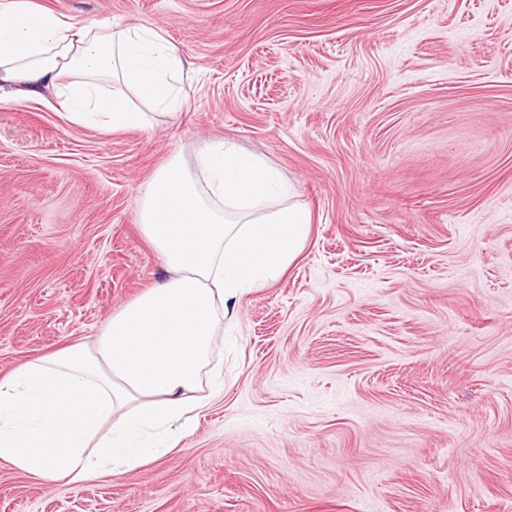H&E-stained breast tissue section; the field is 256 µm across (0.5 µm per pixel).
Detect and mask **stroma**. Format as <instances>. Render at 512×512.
Returning a JSON list of instances; mask_svg holds the SVG:
<instances>
[{"instance_id": "35a3bbf8", "label": "stroma", "mask_w": 512, "mask_h": 512, "mask_svg": "<svg viewBox=\"0 0 512 512\" xmlns=\"http://www.w3.org/2000/svg\"><path fill=\"white\" fill-rule=\"evenodd\" d=\"M151 25L194 80L153 127L0 100V376L164 272L138 187L232 141L312 216L224 337V392L177 451L39 481L0 512H512V0H35Z\"/></svg>"}]
</instances>
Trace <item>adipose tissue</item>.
Wrapping results in <instances>:
<instances>
[{
  "label": "adipose tissue",
  "mask_w": 512,
  "mask_h": 512,
  "mask_svg": "<svg viewBox=\"0 0 512 512\" xmlns=\"http://www.w3.org/2000/svg\"><path fill=\"white\" fill-rule=\"evenodd\" d=\"M182 56L148 26L97 29L34 0H0V92L53 88L70 119L138 128L183 108ZM137 221L167 275L94 342H66L0 378V459L81 482L175 451L224 389L213 354L243 300L279 280L311 216L260 156L223 140L173 155L138 189Z\"/></svg>",
  "instance_id": "obj_1"
}]
</instances>
